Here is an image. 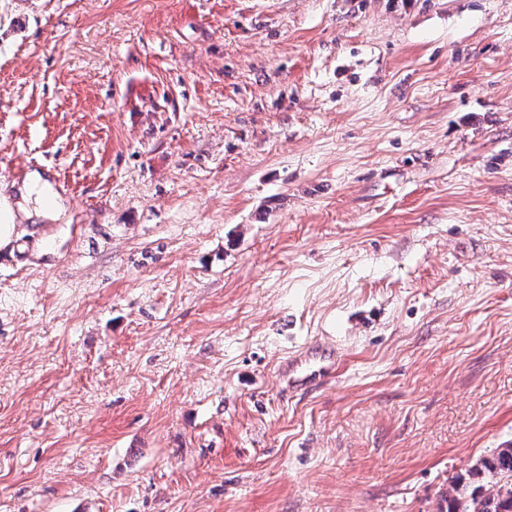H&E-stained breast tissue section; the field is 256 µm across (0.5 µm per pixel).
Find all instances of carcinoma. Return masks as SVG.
Instances as JSON below:
<instances>
[{"label":"carcinoma","mask_w":512,"mask_h":512,"mask_svg":"<svg viewBox=\"0 0 512 512\" xmlns=\"http://www.w3.org/2000/svg\"><path fill=\"white\" fill-rule=\"evenodd\" d=\"M448 512H512V448H498L453 482Z\"/></svg>","instance_id":"cac0c4a2"}]
</instances>
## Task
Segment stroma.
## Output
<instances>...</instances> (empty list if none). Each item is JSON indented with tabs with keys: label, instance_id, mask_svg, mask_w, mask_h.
<instances>
[{
	"label": "stroma",
	"instance_id": "35a3bbf8",
	"mask_svg": "<svg viewBox=\"0 0 512 512\" xmlns=\"http://www.w3.org/2000/svg\"><path fill=\"white\" fill-rule=\"evenodd\" d=\"M28 162L0 512H444L512 443V0H0ZM19 196L21 200L17 201V206L27 217L34 214L37 217L52 218L55 214L53 209L56 206V200L38 178L25 183L23 188L20 189ZM32 202L36 205L31 210L29 205ZM338 365V357L334 353L307 348L285 362L282 382L287 389L311 387L335 375Z\"/></svg>",
	"mask_w": 512,
	"mask_h": 512
}]
</instances>
